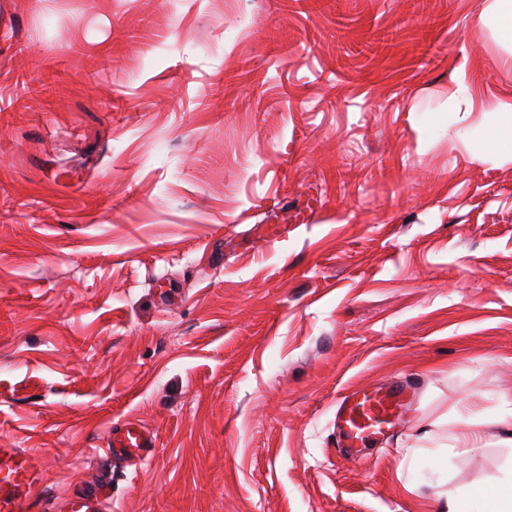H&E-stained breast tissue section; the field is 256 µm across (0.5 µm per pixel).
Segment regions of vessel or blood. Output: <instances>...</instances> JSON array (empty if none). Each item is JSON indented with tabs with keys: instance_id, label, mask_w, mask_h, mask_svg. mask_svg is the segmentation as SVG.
Returning <instances> with one entry per match:
<instances>
[{
	"instance_id": "obj_1",
	"label": "vessel or blood",
	"mask_w": 512,
	"mask_h": 512,
	"mask_svg": "<svg viewBox=\"0 0 512 512\" xmlns=\"http://www.w3.org/2000/svg\"><path fill=\"white\" fill-rule=\"evenodd\" d=\"M410 391L398 383L353 391L336 413V428L345 448L358 451L384 438L394 427ZM152 434L130 421L110 429L108 451L126 465L136 466L150 456ZM42 478L24 448L0 445V512H105L101 489L59 499L44 509L40 497Z\"/></svg>"
}]
</instances>
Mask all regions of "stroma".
Here are the masks:
<instances>
[{
  "label": "stroma",
  "mask_w": 512,
  "mask_h": 512,
  "mask_svg": "<svg viewBox=\"0 0 512 512\" xmlns=\"http://www.w3.org/2000/svg\"><path fill=\"white\" fill-rule=\"evenodd\" d=\"M491 4L0 0V442L44 506L106 479L112 512H442L512 475ZM392 379L351 457L341 397ZM410 391L396 382L353 391L342 400L336 413L341 444L358 452L384 438L399 419ZM108 452L128 466H138L150 456L152 434L137 422H125L109 431Z\"/></svg>",
  "instance_id": "1"
}]
</instances>
